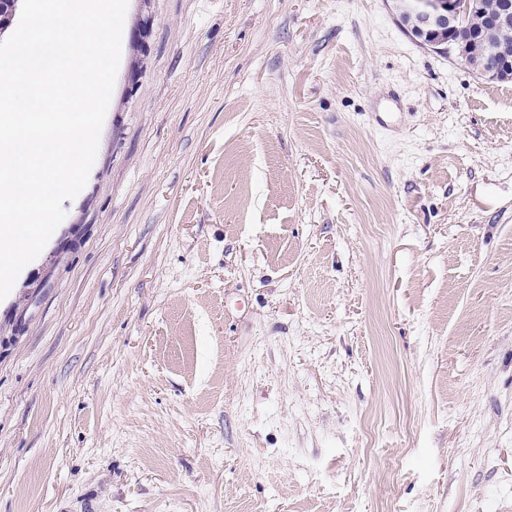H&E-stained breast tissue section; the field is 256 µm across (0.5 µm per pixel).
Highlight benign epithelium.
<instances>
[{"mask_svg": "<svg viewBox=\"0 0 512 512\" xmlns=\"http://www.w3.org/2000/svg\"><path fill=\"white\" fill-rule=\"evenodd\" d=\"M393 8L406 32L423 47L437 53H455L471 58L479 78L495 81L512 71V56L491 62L486 56L495 32L512 26V8L505 7L494 20V28L481 35L470 19L485 10L483 0H394Z\"/></svg>", "mask_w": 512, "mask_h": 512, "instance_id": "1", "label": "benign epithelium"}]
</instances>
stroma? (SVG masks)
<instances>
[{
	"mask_svg": "<svg viewBox=\"0 0 512 512\" xmlns=\"http://www.w3.org/2000/svg\"><path fill=\"white\" fill-rule=\"evenodd\" d=\"M121 45L0 301V512H512V81L391 0H128Z\"/></svg>",
	"mask_w": 512,
	"mask_h": 512,
	"instance_id": "obj_1",
	"label": "stroma"
}]
</instances>
